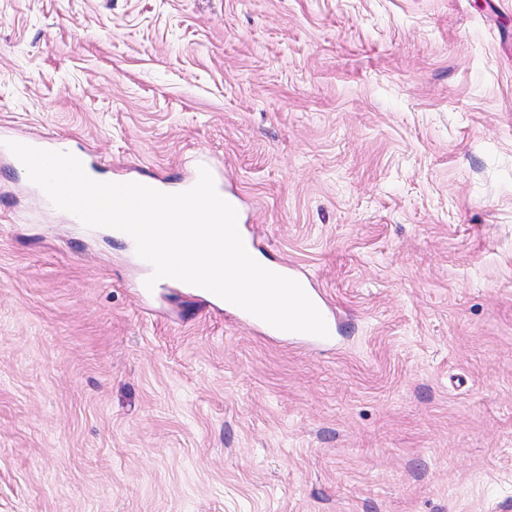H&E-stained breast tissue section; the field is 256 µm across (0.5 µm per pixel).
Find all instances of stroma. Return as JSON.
I'll list each match as a JSON object with an SVG mask.
<instances>
[{
  "label": "stroma",
  "instance_id": "stroma-1",
  "mask_svg": "<svg viewBox=\"0 0 512 512\" xmlns=\"http://www.w3.org/2000/svg\"><path fill=\"white\" fill-rule=\"evenodd\" d=\"M17 138L211 162L335 344L141 300ZM0 512H512V0H0ZM288 277H291L297 281L300 282V284L302 285V287L304 288L305 292L307 293V295L309 296V298L313 301V303L317 306V308L320 310V312L322 313L326 323H327V327H328V331H329V336L326 337V338H322V337H318V336H314V335H310V334H305V333H296V332H286V331H281V330H278L274 327H272L271 325L267 324L266 322H264L263 320L251 315L250 313L242 310L241 308L219 298L218 296L212 294L211 292L205 290V293L207 295H209L211 298H213L214 300L216 301H219V302H223L224 303V309H231V310H234V311H237L240 313V315L242 317H244L245 319H248L251 323H255L257 325V327L264 333L266 334H269V335H274V336H309L315 340H318V341H326V340H329L332 336H334V334L336 333V327H335V322H334V312L333 310L328 306V304L322 299V297L316 292V290L314 288H307L306 285L304 284L303 280L300 279L299 277L293 275L292 273H288ZM314 290V291H312Z\"/></svg>",
  "mask_w": 512,
  "mask_h": 512
}]
</instances>
